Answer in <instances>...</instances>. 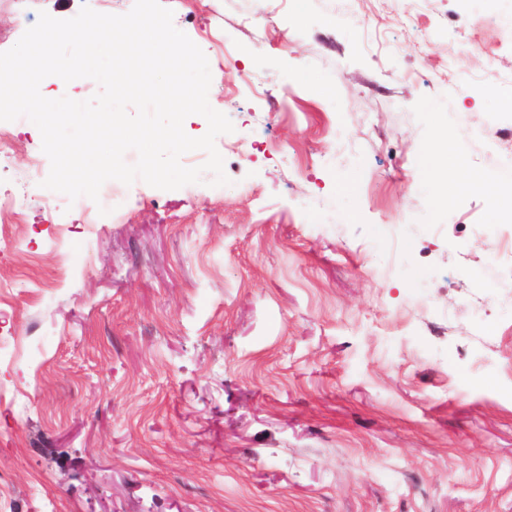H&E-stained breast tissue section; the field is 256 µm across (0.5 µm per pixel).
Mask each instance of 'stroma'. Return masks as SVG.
Listing matches in <instances>:
<instances>
[{"label": "stroma", "mask_w": 512, "mask_h": 512, "mask_svg": "<svg viewBox=\"0 0 512 512\" xmlns=\"http://www.w3.org/2000/svg\"><path fill=\"white\" fill-rule=\"evenodd\" d=\"M507 13L181 0L230 183L138 180L115 216L42 188L39 130L1 122L25 201L0 216V512H512L499 186L441 208L423 166L446 132L488 175L512 153L472 133L512 127Z\"/></svg>", "instance_id": "stroma-1"}]
</instances>
